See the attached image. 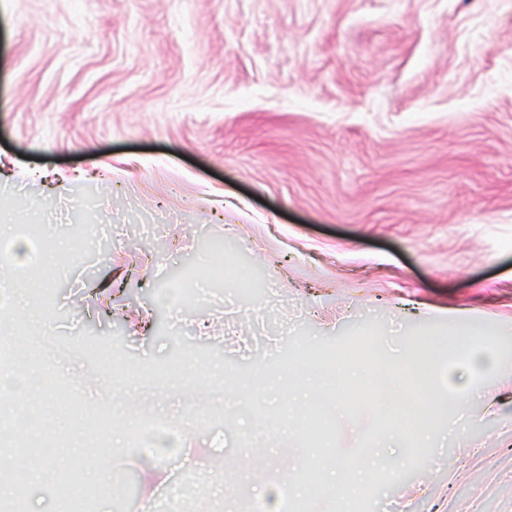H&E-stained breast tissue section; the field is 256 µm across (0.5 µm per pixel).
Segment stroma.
I'll use <instances>...</instances> for the list:
<instances>
[{"mask_svg": "<svg viewBox=\"0 0 512 512\" xmlns=\"http://www.w3.org/2000/svg\"><path fill=\"white\" fill-rule=\"evenodd\" d=\"M0 169L26 272L67 231L85 242L46 309L66 380L88 339L119 366L81 400L122 402L129 377L178 355L203 371L194 421L167 403L181 433L153 444L176 457L129 512L188 471L203 512L273 504L255 473L280 448L302 468L306 451L220 394L266 384L294 340L370 329L389 363L402 336L463 313L507 346L480 389L512 381V0H0ZM221 236L252 293L187 279ZM470 413L478 458L453 415L416 465L381 439L402 473L371 512H430L443 494L449 512H512V419Z\"/></svg>", "mask_w": 512, "mask_h": 512, "instance_id": "35a3bbf8", "label": "stroma"}]
</instances>
